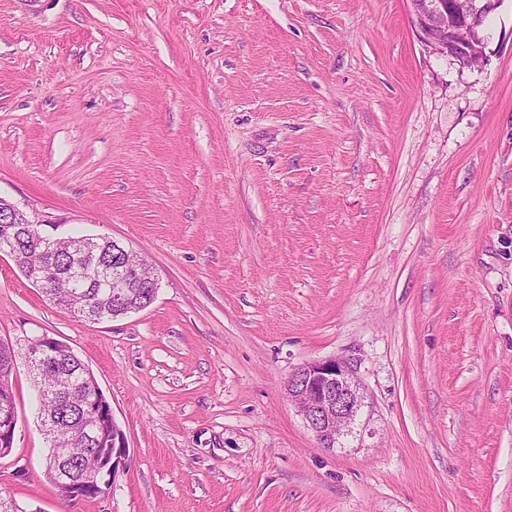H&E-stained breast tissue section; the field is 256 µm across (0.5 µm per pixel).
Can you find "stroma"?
I'll return each mask as SVG.
<instances>
[{
	"label": "stroma",
	"instance_id": "1",
	"mask_svg": "<svg viewBox=\"0 0 512 512\" xmlns=\"http://www.w3.org/2000/svg\"><path fill=\"white\" fill-rule=\"evenodd\" d=\"M409 0H0V198L158 280L89 322L0 254V340L47 335L129 450L67 501L25 365L0 495L21 512H512V0L484 62ZM346 358L319 447L285 385ZM286 391L318 445L331 450L353 433L365 404L356 367L343 358L297 367L288 377Z\"/></svg>",
	"mask_w": 512,
	"mask_h": 512
}]
</instances>
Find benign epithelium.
<instances>
[{
  "label": "benign epithelium",
  "mask_w": 512,
  "mask_h": 512,
  "mask_svg": "<svg viewBox=\"0 0 512 512\" xmlns=\"http://www.w3.org/2000/svg\"><path fill=\"white\" fill-rule=\"evenodd\" d=\"M411 22L422 39L436 51L459 62L470 64L483 59L484 36L482 17L496 11L503 0H410ZM32 221L13 203L0 198V233L9 236L24 229ZM112 249L121 261L112 264V299L122 296L135 276L136 252L112 241ZM28 277L42 288L49 287L43 265H27ZM58 352L56 340L49 336H34L26 340L23 354L31 372L39 363ZM286 391L298 408L306 425L322 448L334 449L354 431L357 417L365 404L356 367L348 359L329 358L307 362L288 377ZM84 421L95 429L98 447L92 449L90 464L81 472L67 465L64 448H54L46 464L64 499H79L94 493L104 496L114 484L120 468L126 466L128 447L125 435L113 431L112 409L97 382H92L85 395ZM17 420L11 397L0 398V447L13 446Z\"/></svg>",
  "instance_id": "benign-epithelium-1"
}]
</instances>
